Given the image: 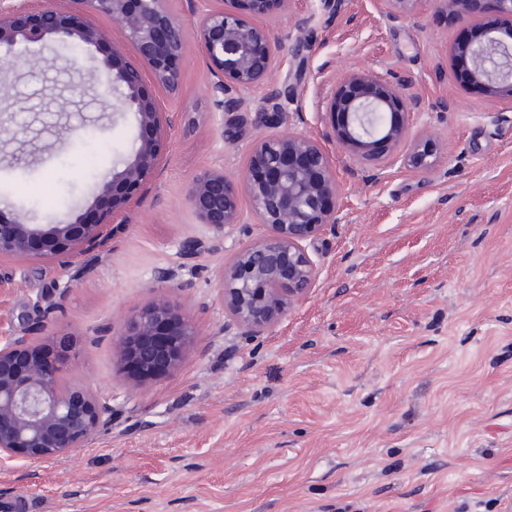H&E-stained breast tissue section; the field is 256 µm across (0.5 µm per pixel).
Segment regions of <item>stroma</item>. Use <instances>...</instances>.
Wrapping results in <instances>:
<instances>
[{
    "instance_id": "stroma-1",
    "label": "stroma",
    "mask_w": 512,
    "mask_h": 512,
    "mask_svg": "<svg viewBox=\"0 0 512 512\" xmlns=\"http://www.w3.org/2000/svg\"><path fill=\"white\" fill-rule=\"evenodd\" d=\"M317 0L268 7L281 38L314 14L302 68L278 78L295 91L289 124L328 152L341 186L342 220L316 242L309 294L258 336L229 325L219 298L224 262L262 232L226 228L212 251L184 258L190 240L212 241L184 201L190 178L223 166L242 181L263 133L266 86L229 121L241 138L214 144L208 70L189 41L182 82L162 94L175 112L161 134L165 167L128 223L79 277L53 260H0V336L50 321V359H73L70 379L110 401L112 422L84 448L35 466L0 465V512H512V104L455 78V42L470 34L421 0L407 16L378 0ZM82 85L57 63L23 70L13 105L34 136L25 163L0 146V208L48 187L47 218L77 212L98 177L130 154L131 115L101 111L96 64ZM369 68L421 100L411 138L435 134L441 154L427 175L365 165L353 175L328 114L344 74ZM454 101L448 112L439 100ZM95 131L104 149L82 165ZM172 268L174 281L158 280ZM165 297L198 329L182 365L132 391L113 340L122 316Z\"/></svg>"
}]
</instances>
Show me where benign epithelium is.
<instances>
[{"label": "benign epithelium", "mask_w": 512, "mask_h": 512, "mask_svg": "<svg viewBox=\"0 0 512 512\" xmlns=\"http://www.w3.org/2000/svg\"><path fill=\"white\" fill-rule=\"evenodd\" d=\"M460 23L476 25L482 38L458 41L454 55L467 61L462 85H480L512 99V0H438ZM77 9L46 0H13L0 6V138L18 140L28 128L12 121L17 72L32 71L61 44L75 43L91 56L97 51L99 76L138 128L132 152L102 177L95 198L72 216L50 224H32L19 211L0 213V259L47 257L59 267L76 266L77 247L91 251L112 235L109 226L157 172L160 133L175 123L158 96L181 85V61L188 38L195 37L209 70L208 91L218 117L219 148L236 144L237 134L224 126V114L239 111L251 90L269 81L265 97L270 132L253 144L243 176L254 222L264 233L235 252L219 272L224 311L240 334L270 330L280 317L312 288L317 262L308 247L340 223L341 191L329 156L319 142L284 130L292 95L271 81L282 63V42L267 26L253 20L267 12L268 0H192L187 25L169 8L168 0H71ZM93 12L119 29L133 47L137 62L126 61L124 48H104L102 30L85 17ZM314 14L294 22L300 36L289 45L297 63L311 50L301 37ZM37 45L40 51L30 52ZM340 148L353 164L354 175L374 161L384 170L397 163L418 173L433 168L440 145L431 134L407 144L405 117L421 111V101L405 98L397 85L369 69L349 73L334 93L330 107ZM185 203L198 223L209 225L217 238L241 223L237 194L224 167L202 170L188 183ZM198 330L179 309L159 298L125 317L115 339L129 388L175 371ZM62 366L46 356L42 345L26 335L0 338V463L21 460L42 463L84 447L107 424L112 408L90 390L72 381L61 389Z\"/></svg>", "instance_id": "7a95c632"}]
</instances>
